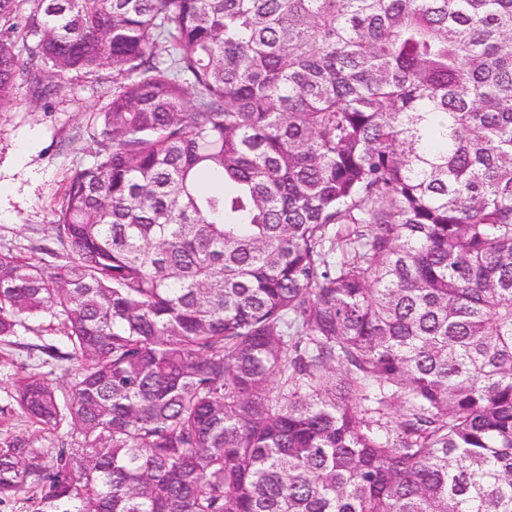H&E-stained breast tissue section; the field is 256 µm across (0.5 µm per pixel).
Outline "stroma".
Segmentation results:
<instances>
[{
	"instance_id": "stroma-1",
	"label": "stroma",
	"mask_w": 512,
	"mask_h": 512,
	"mask_svg": "<svg viewBox=\"0 0 512 512\" xmlns=\"http://www.w3.org/2000/svg\"><path fill=\"white\" fill-rule=\"evenodd\" d=\"M16 98L10 111L0 112V250L37 260L55 242L53 212L71 170L94 161L87 127L105 100L97 81L82 76L70 77L66 92L50 103L34 101L24 85ZM45 343L69 349L57 320L47 313L25 320L15 336L0 340V438L34 432L53 455L63 435L38 431L13 399L18 381L37 374L49 377L58 397L66 396L69 377L44 365L38 347Z\"/></svg>"
}]
</instances>
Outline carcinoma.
Listing matches in <instances>:
<instances>
[{
  "label": "carcinoma",
  "mask_w": 512,
  "mask_h": 512,
  "mask_svg": "<svg viewBox=\"0 0 512 512\" xmlns=\"http://www.w3.org/2000/svg\"><path fill=\"white\" fill-rule=\"evenodd\" d=\"M71 72L112 94L65 260L0 251L70 448L1 439L0 501L512 512V0H0V112Z\"/></svg>",
  "instance_id": "1"
}]
</instances>
